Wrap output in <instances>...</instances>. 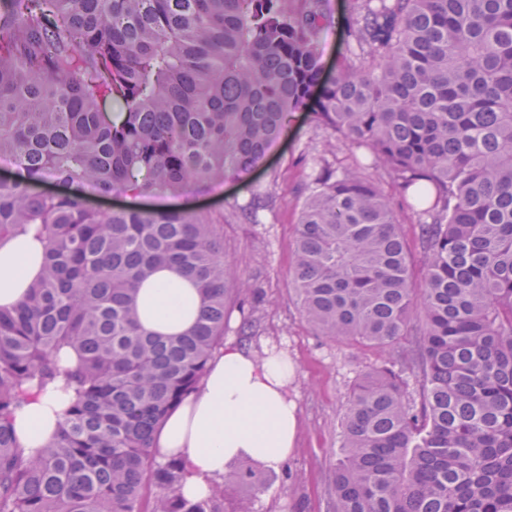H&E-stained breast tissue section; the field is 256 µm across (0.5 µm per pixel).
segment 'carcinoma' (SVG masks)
I'll list each match as a JSON object with an SVG mask.
<instances>
[{
    "label": "carcinoma",
    "mask_w": 512,
    "mask_h": 512,
    "mask_svg": "<svg viewBox=\"0 0 512 512\" xmlns=\"http://www.w3.org/2000/svg\"><path fill=\"white\" fill-rule=\"evenodd\" d=\"M326 23L325 0H0V156L20 173L0 183V242L44 247L23 300L0 306V512H219L223 487L183 497L182 462L159 460L153 438L244 288L224 214L101 211L85 188L178 196L241 179L303 111L364 156L305 164L304 319L379 349L420 322L400 360L351 390L333 512H512V0H349L328 77ZM48 179L64 190L39 191ZM270 199L257 185L235 211L257 224ZM403 224L418 229V278ZM164 268L201 302L178 333L139 318ZM49 388L73 398L32 459L13 416Z\"/></svg>",
    "instance_id": "1"
}]
</instances>
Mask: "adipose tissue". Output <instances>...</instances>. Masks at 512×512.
<instances>
[{"mask_svg": "<svg viewBox=\"0 0 512 512\" xmlns=\"http://www.w3.org/2000/svg\"><path fill=\"white\" fill-rule=\"evenodd\" d=\"M43 249L19 237L0 246V305L17 304L36 276ZM142 324L178 333L196 319V288L170 270L157 271L137 298ZM288 362L273 351L256 355L230 341L211 357L200 384L157 430L161 457L184 463L182 494H209L228 467L240 460L268 468L284 464L294 449L297 406L288 396ZM66 407L64 397L47 393L24 405L13 425L26 456L34 457L55 437Z\"/></svg>", "mask_w": 512, "mask_h": 512, "instance_id": "ef3b65f1", "label": "adipose tissue"}]
</instances>
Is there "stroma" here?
<instances>
[{
	"label": "stroma",
	"mask_w": 512,
	"mask_h": 512,
	"mask_svg": "<svg viewBox=\"0 0 512 512\" xmlns=\"http://www.w3.org/2000/svg\"><path fill=\"white\" fill-rule=\"evenodd\" d=\"M347 6L348 0H326L330 22L322 36L321 52L329 71L334 70L342 46ZM321 149L308 113L299 112L292 135L276 144L246 179L227 181L198 194L156 196L146 201L153 208L204 207L223 212L224 260L250 285L239 304L229 309L224 337L259 355L276 348L287 355L294 370L289 394L298 404V431L292 455L277 469L248 460L229 466L222 479L221 512H238L246 500L251 501L253 512H332V476L343 454L351 387L384 359L376 349L317 335L303 318L292 289L290 270L303 159ZM257 184L269 188L271 207L262 211L257 224L234 218L233 205L246 204ZM247 311L253 312L256 322L244 335L239 328ZM244 469L255 473L262 489L238 481L237 475Z\"/></svg>",
	"instance_id": "stroma-1"
}]
</instances>
